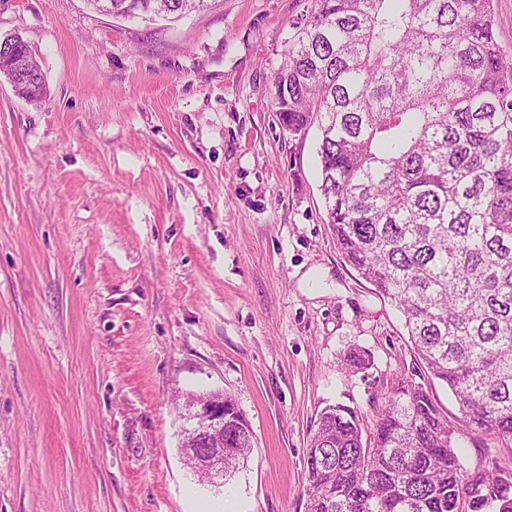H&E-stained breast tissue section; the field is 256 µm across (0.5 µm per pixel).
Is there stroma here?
I'll list each match as a JSON object with an SVG mask.
<instances>
[{
    "label": "stroma",
    "mask_w": 512,
    "mask_h": 512,
    "mask_svg": "<svg viewBox=\"0 0 512 512\" xmlns=\"http://www.w3.org/2000/svg\"><path fill=\"white\" fill-rule=\"evenodd\" d=\"M310 0H209L179 21L85 0H0L46 92L0 82V512H305L321 411L371 426L397 387L446 385L405 318L345 262L320 191L321 132L283 130L272 76ZM365 350L368 366L344 355ZM253 433L224 484L181 453L187 393ZM467 469L512 449L463 436Z\"/></svg>",
    "instance_id": "obj_1"
}]
</instances>
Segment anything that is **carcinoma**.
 I'll return each mask as SVG.
<instances>
[{"instance_id":"1","label":"carcinoma","mask_w":512,"mask_h":512,"mask_svg":"<svg viewBox=\"0 0 512 512\" xmlns=\"http://www.w3.org/2000/svg\"><path fill=\"white\" fill-rule=\"evenodd\" d=\"M206 0H112L154 21ZM494 0H312L273 77L275 116L321 131V193L336 247L405 317L427 373L469 435L512 446V56ZM420 385L363 433L353 408L320 414L306 512H512V470L468 471ZM253 435L224 400V474Z\"/></svg>"}]
</instances>
